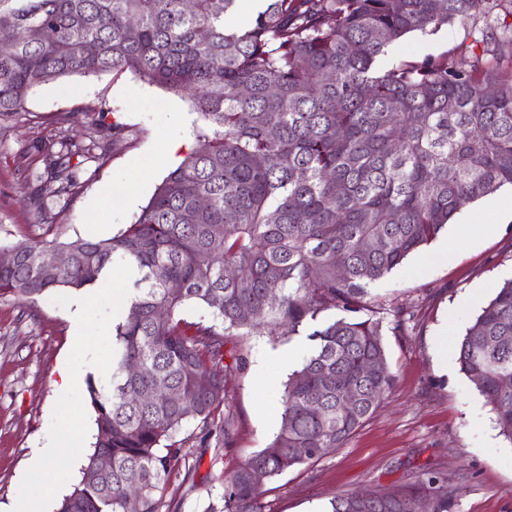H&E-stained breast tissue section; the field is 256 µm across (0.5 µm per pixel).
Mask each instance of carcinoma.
I'll return each instance as SVG.
<instances>
[{
  "label": "carcinoma",
  "instance_id": "obj_1",
  "mask_svg": "<svg viewBox=\"0 0 512 512\" xmlns=\"http://www.w3.org/2000/svg\"><path fill=\"white\" fill-rule=\"evenodd\" d=\"M264 2L249 23L229 28L238 0H0V43L11 47L0 55V123L42 83L128 71L192 92L209 128L124 232L19 243L0 268V297L21 303L91 288L115 261L138 271L115 325L110 381L87 378L93 452L56 512H124L133 491L141 512H157L181 459L173 433L191 419L215 421L227 400V388L205 391L199 379L221 364L226 379L240 371L254 333L277 341L309 326L311 349L284 383L277 434L224 478L221 512H263L253 470L271 479L343 447L393 388L369 286L435 239L462 205L512 186V28L488 35L505 0ZM454 22L483 23L481 43L491 38L493 47L452 68L433 56L379 65L406 35ZM58 145L37 149L49 159L47 181L64 193L77 172L72 158L105 150L93 140ZM54 251L70 263H44ZM190 303L216 323L185 321ZM228 339L240 351L230 362ZM372 358L380 368L368 375ZM457 362L512 441V384L503 383L512 379V281L459 339ZM101 452L112 472L88 482ZM454 508L439 472L416 476L398 496L378 488L329 501V512Z\"/></svg>",
  "mask_w": 512,
  "mask_h": 512
}]
</instances>
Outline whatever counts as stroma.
Listing matches in <instances>:
<instances>
[{"label": "stroma", "mask_w": 512, "mask_h": 512, "mask_svg": "<svg viewBox=\"0 0 512 512\" xmlns=\"http://www.w3.org/2000/svg\"><path fill=\"white\" fill-rule=\"evenodd\" d=\"M477 45L460 24L436 34L412 33L390 45L387 61L443 57L457 66ZM203 126L190 97L126 72L79 74L38 86L24 112L0 125V246L40 240L106 239L135 222L174 165L171 141L197 148ZM67 135L79 143L101 136L103 159L88 161L77 184L61 195L30 197L46 175L41 144ZM136 195L127 204L126 192ZM464 224L491 225L490 234L457 240ZM448 256H438L444 244ZM512 279V188L502 187L465 205L436 240L370 287L373 310L384 317V341L395 385L385 403L348 443L316 462L264 484L263 512H325L336 494L400 488L436 471L456 494L455 512H512V441L461 372L456 344L495 288ZM130 288L126 269H112L109 289L92 310L87 336L76 339L69 321L75 291L62 289L35 303L0 298V512H10L25 489L31 451L64 421L93 420L85 390L59 398V368L68 361L101 378L112 357V330L100 326L113 296ZM245 367L227 382L223 414L234 421L232 446L219 427L191 420L174 434L182 460L162 493L161 512H218L222 475L265 447L281 423L280 399L288 369L275 361L290 350L307 354L305 337L248 339Z\"/></svg>", "instance_id": "stroma-1"}]
</instances>
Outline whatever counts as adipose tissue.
<instances>
[{
	"label": "adipose tissue",
	"mask_w": 512,
	"mask_h": 512,
	"mask_svg": "<svg viewBox=\"0 0 512 512\" xmlns=\"http://www.w3.org/2000/svg\"><path fill=\"white\" fill-rule=\"evenodd\" d=\"M85 437L80 424L63 423L40 447L34 448L26 475L27 489L15 501L14 512H40L39 502L56 489L50 461L64 459L78 465L84 458Z\"/></svg>",
	"instance_id": "1"
}]
</instances>
